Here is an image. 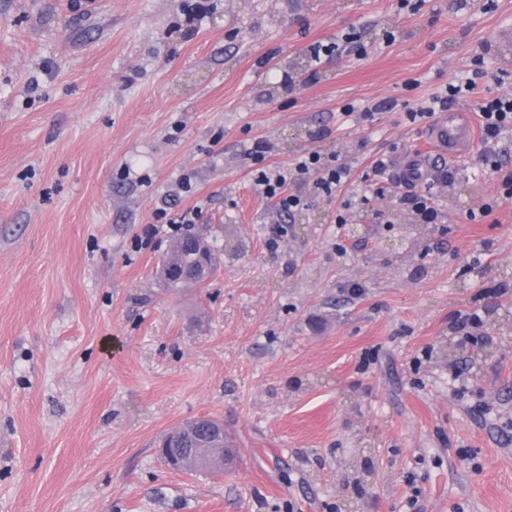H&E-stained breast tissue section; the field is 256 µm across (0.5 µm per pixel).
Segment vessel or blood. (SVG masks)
<instances>
[{
    "instance_id": "1",
    "label": "vessel or blood",
    "mask_w": 512,
    "mask_h": 512,
    "mask_svg": "<svg viewBox=\"0 0 512 512\" xmlns=\"http://www.w3.org/2000/svg\"><path fill=\"white\" fill-rule=\"evenodd\" d=\"M427 149L412 150L400 156L394 167L398 181L420 184L433 174L431 152L458 156L473 148L475 138L471 125L462 113L437 112L426 129Z\"/></svg>"
}]
</instances>
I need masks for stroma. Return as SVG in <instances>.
I'll return each instance as SVG.
<instances>
[{"label": "stroma", "instance_id": "stroma-1", "mask_svg": "<svg viewBox=\"0 0 512 512\" xmlns=\"http://www.w3.org/2000/svg\"><path fill=\"white\" fill-rule=\"evenodd\" d=\"M193 2L0 0V512H512V201L468 219L498 191L470 151L441 223L360 202L475 56L512 94V0ZM257 143L352 179L293 178L309 205L281 213ZM195 206L223 255L173 292L185 227L154 214ZM199 416L233 462L169 469L159 439ZM478 85L473 77H469L462 84L446 85L444 90L436 93L428 101L426 106H419L417 109L407 108L406 115L412 123L422 122L432 117L437 110H446L455 102L460 94H475ZM184 240V239H183ZM183 240L177 241L172 248L166 253L161 262V278L165 286L172 291H179L187 284L200 286L205 283L206 279L192 280L191 272L186 266L189 263V257L184 248L180 246ZM160 266V267H161ZM186 268V274L183 270ZM180 269L178 274L174 272Z\"/></svg>", "mask_w": 512, "mask_h": 512}]
</instances>
